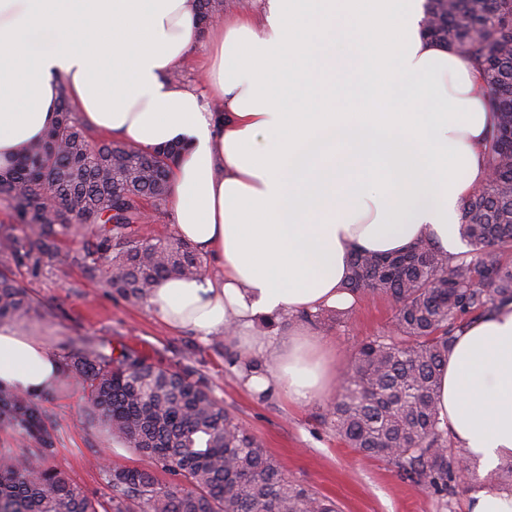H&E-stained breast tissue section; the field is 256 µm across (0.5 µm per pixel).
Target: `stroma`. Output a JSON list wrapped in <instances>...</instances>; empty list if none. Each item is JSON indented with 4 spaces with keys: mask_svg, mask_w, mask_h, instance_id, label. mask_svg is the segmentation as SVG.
<instances>
[{
    "mask_svg": "<svg viewBox=\"0 0 512 512\" xmlns=\"http://www.w3.org/2000/svg\"><path fill=\"white\" fill-rule=\"evenodd\" d=\"M12 272L47 312L27 326V334L48 342L63 364L61 379L30 398L50 436L45 460L101 505H108L111 494L101 459L113 468H145L149 461L89 416L87 392L75 382L74 369L82 356L124 346L158 367L194 368L216 400L279 460L288 479L335 499L341 512H467L473 495L494 482L488 469L482 481L465 482L453 497L436 495L390 462L347 447L326 414L329 398L299 406L281 394L250 392L224 359L223 335L204 339L189 329H168L147 303L130 304L75 265L44 260L13 266ZM394 313L389 300L375 295L359 298L344 314L325 311L301 324L333 345L334 371L341 378L355 344L389 335Z\"/></svg>",
    "mask_w": 512,
    "mask_h": 512,
    "instance_id": "1",
    "label": "stroma"
}]
</instances>
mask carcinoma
<instances>
[{"label": "carcinoma", "instance_id": "carcinoma-1", "mask_svg": "<svg viewBox=\"0 0 512 512\" xmlns=\"http://www.w3.org/2000/svg\"><path fill=\"white\" fill-rule=\"evenodd\" d=\"M193 7L205 26L224 0ZM425 11L426 37L480 69L494 115L487 178L460 207L471 251L450 257L428 239L390 255L353 248L349 289L391 300L393 333L357 343L328 416L348 447L450 497L467 457L448 449L438 417L442 367L457 332L512 304V265L502 260L512 248V147L504 141L512 127V0H426ZM178 152L91 141L61 91L54 125L0 173V194L13 202L23 233L0 226V324L46 315L9 274L11 262L63 256L102 270L105 286L132 304L166 277L199 276L203 261L189 243L141 233L147 206L157 211L169 197ZM80 228L89 230L80 249L61 253V240ZM75 375L90 415L151 462L108 472L111 512H339L334 500L288 479L191 368L163 369L124 347L116 357H83ZM0 404L44 432L26 398ZM46 453L0 455V512H99L83 487L40 461Z\"/></svg>", "mask_w": 512, "mask_h": 512}]
</instances>
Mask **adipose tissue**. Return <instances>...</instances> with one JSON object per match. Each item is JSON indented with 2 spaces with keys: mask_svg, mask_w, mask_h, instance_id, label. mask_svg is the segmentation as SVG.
<instances>
[{
  "mask_svg": "<svg viewBox=\"0 0 512 512\" xmlns=\"http://www.w3.org/2000/svg\"><path fill=\"white\" fill-rule=\"evenodd\" d=\"M424 2L265 0L201 29L192 0H0V170L42 139L64 91L95 130L180 143L173 232L223 274L160 281L149 307L204 338L234 326L242 361L269 364L249 389L313 402L335 382L327 340L257 324L350 308L354 247L429 237L462 255L460 206L487 176L485 88L424 36ZM199 44L201 94L169 79ZM60 374L43 340L0 328V387L38 394ZM439 417L487 463L512 456V305L459 332Z\"/></svg>",
  "mask_w": 512,
  "mask_h": 512,
  "instance_id": "adipose-tissue-1",
  "label": "adipose tissue"
}]
</instances>
